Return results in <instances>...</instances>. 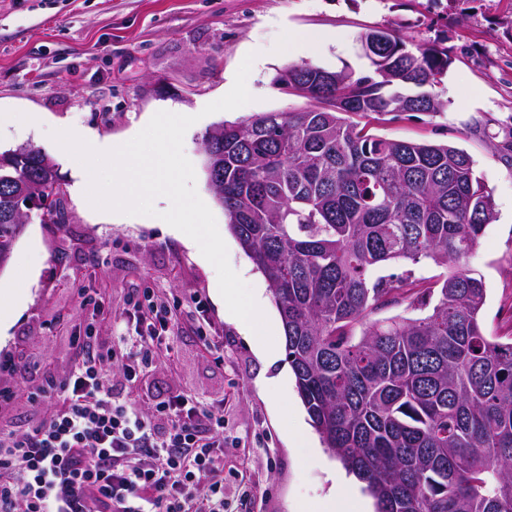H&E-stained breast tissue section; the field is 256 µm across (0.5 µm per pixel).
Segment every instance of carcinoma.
I'll list each match as a JSON object with an SVG mask.
<instances>
[{
	"label": "carcinoma",
	"instance_id": "cac0c4a2",
	"mask_svg": "<svg viewBox=\"0 0 512 512\" xmlns=\"http://www.w3.org/2000/svg\"><path fill=\"white\" fill-rule=\"evenodd\" d=\"M374 35L367 74L305 63L276 77L314 101L306 109L217 123L224 139H202L206 176L223 177L215 199L267 279L312 426L377 512H512V340L485 333V282L466 266L493 197L465 151L352 120L446 107L434 88L448 49L412 50L389 30L360 40ZM0 155L1 271L24 227L13 195L53 187L58 169L31 146ZM423 260L451 268L435 290L409 270L371 278ZM433 292L423 317L371 319L403 301L425 306Z\"/></svg>",
	"mask_w": 512,
	"mask_h": 512
}]
</instances>
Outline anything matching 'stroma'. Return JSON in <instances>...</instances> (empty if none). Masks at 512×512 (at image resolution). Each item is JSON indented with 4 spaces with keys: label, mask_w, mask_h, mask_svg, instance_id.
<instances>
[{
    "label": "stroma",
    "mask_w": 512,
    "mask_h": 512,
    "mask_svg": "<svg viewBox=\"0 0 512 512\" xmlns=\"http://www.w3.org/2000/svg\"><path fill=\"white\" fill-rule=\"evenodd\" d=\"M393 30L413 43L442 42L451 63L438 85L448 102L438 114L371 120L373 134L448 143L474 160L491 193L496 218L468 258L487 288L481 311L489 335L512 336V166L494 144L512 127V0H0V151L45 150L55 161L67 220L32 212L9 266L0 272L20 307L0 323V361L24 353L28 370H0V388L39 387L34 367L66 376L74 332L92 328L102 348L117 346L133 327L123 321L130 296L151 289L175 303L189 328L176 331L171 353L137 382L142 409L183 390L224 418V466L236 470L230 495L238 512H317L342 464L324 448L297 393L285 358L260 356L252 336L215 298L214 266L149 216L87 210L74 185L85 173L51 137L78 124L110 139L133 138L159 111L196 116L184 153L198 195L213 213L231 267L259 293L274 339L284 337L268 283L227 225L204 172L202 138L215 124L261 112H293L306 98L274 79L288 66L279 53L288 36L316 32L323 43L299 56L330 71L368 73L359 37ZM260 62L247 78L252 102L203 115L224 94L244 57ZM36 113L38 126L25 117ZM483 134H473V123ZM96 290L103 312L80 306ZM211 324L224 338V361L207 353L194 325Z\"/></svg>",
    "instance_id": "35a3bbf8"
}]
</instances>
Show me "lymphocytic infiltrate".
<instances>
[{
  "instance_id": "f902f5d3",
  "label": "lymphocytic infiltrate",
  "mask_w": 512,
  "mask_h": 512,
  "mask_svg": "<svg viewBox=\"0 0 512 512\" xmlns=\"http://www.w3.org/2000/svg\"><path fill=\"white\" fill-rule=\"evenodd\" d=\"M128 313L142 328L125 353L74 338L72 369L41 372L38 402L54 410L22 431L0 428V512H229L224 419L179 392L144 417L133 395L114 397L112 377L136 382L160 357L154 328L179 325L177 309L154 293L132 295Z\"/></svg>"
}]
</instances>
